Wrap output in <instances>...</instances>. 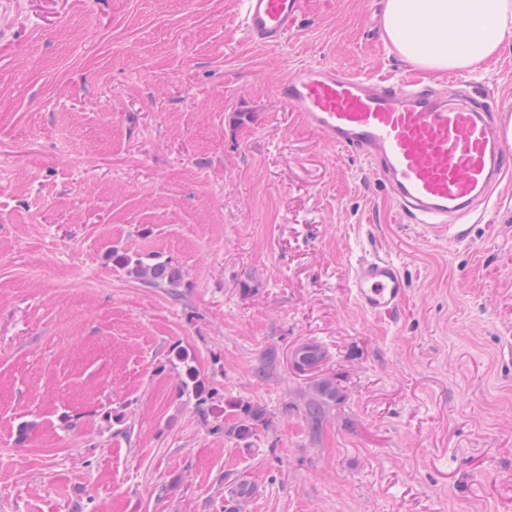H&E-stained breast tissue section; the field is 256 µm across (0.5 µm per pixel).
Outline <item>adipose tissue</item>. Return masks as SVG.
<instances>
[{"mask_svg": "<svg viewBox=\"0 0 512 512\" xmlns=\"http://www.w3.org/2000/svg\"><path fill=\"white\" fill-rule=\"evenodd\" d=\"M385 34L422 69L472 72L512 41V0H385Z\"/></svg>", "mask_w": 512, "mask_h": 512, "instance_id": "1", "label": "adipose tissue"}]
</instances>
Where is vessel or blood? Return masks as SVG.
<instances>
[{"label": "vessel or blood", "instance_id": "vessel-or-blood-1", "mask_svg": "<svg viewBox=\"0 0 512 512\" xmlns=\"http://www.w3.org/2000/svg\"><path fill=\"white\" fill-rule=\"evenodd\" d=\"M303 0H240L245 35L280 46L299 25ZM279 100L327 141L363 158L403 221L456 233L494 186L512 174V125L476 106L449 82L443 92L406 80L305 65L287 73ZM349 293L371 316L396 321L407 281L394 259L375 254L354 267Z\"/></svg>", "mask_w": 512, "mask_h": 512}]
</instances>
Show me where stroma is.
<instances>
[{
    "mask_svg": "<svg viewBox=\"0 0 512 512\" xmlns=\"http://www.w3.org/2000/svg\"><path fill=\"white\" fill-rule=\"evenodd\" d=\"M303 65L447 80L389 49L384 0H307L276 48L239 0H0V512H224L242 476L246 512H512V175L463 239L403 223L278 100ZM463 78L512 111V47ZM376 251L408 280L393 323L348 293ZM324 376L348 399L315 439ZM237 398L272 416L245 442L213 429ZM112 262L128 275L144 279L153 287L175 288L180 280L179 272L168 262L151 264L141 257H134L119 250H113ZM177 360L185 367V380L183 381L186 388L189 387V383L192 384V392L195 393L197 399L201 402H207L212 399V394L207 392L206 387L200 380L195 368L190 365V356L186 353L178 354ZM347 390L335 378L317 379L310 387V399L304 409V418L309 434L317 437L321 432L323 421L331 408L344 403ZM257 485L246 477L228 487L224 496L225 512H243L249 500L255 495Z\"/></svg>",
    "mask_w": 512,
    "mask_h": 512,
    "instance_id": "35a3bbf8",
    "label": "stroma"
}]
</instances>
